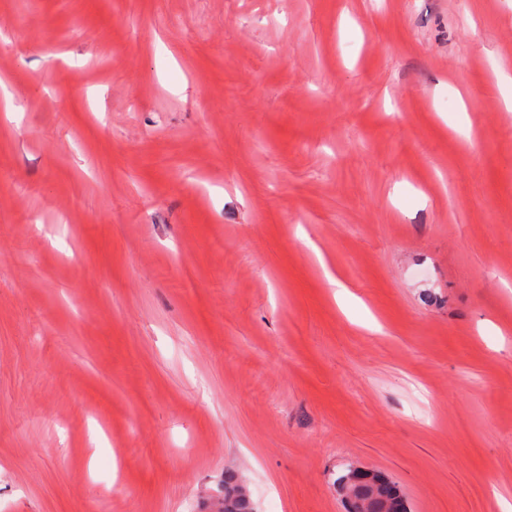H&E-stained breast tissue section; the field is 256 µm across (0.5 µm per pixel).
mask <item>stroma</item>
I'll list each match as a JSON object with an SVG mask.
<instances>
[{
    "instance_id": "stroma-1",
    "label": "stroma",
    "mask_w": 512,
    "mask_h": 512,
    "mask_svg": "<svg viewBox=\"0 0 512 512\" xmlns=\"http://www.w3.org/2000/svg\"><path fill=\"white\" fill-rule=\"evenodd\" d=\"M507 76L512 0H0V512L512 504ZM252 511V503L245 487L229 474L224 481V512Z\"/></svg>"
}]
</instances>
